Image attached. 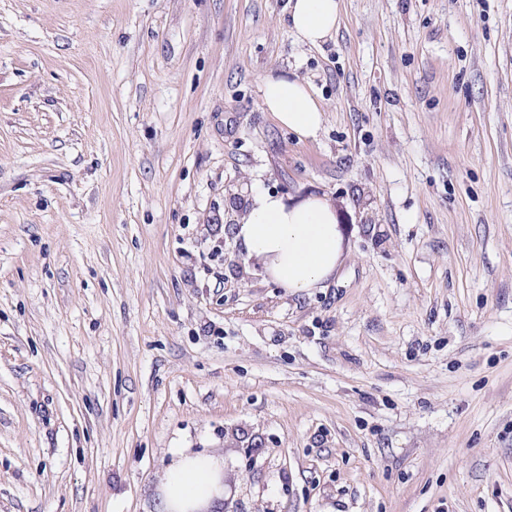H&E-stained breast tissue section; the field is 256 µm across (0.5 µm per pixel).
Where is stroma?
<instances>
[{
  "label": "stroma",
  "instance_id": "stroma-1",
  "mask_svg": "<svg viewBox=\"0 0 512 512\" xmlns=\"http://www.w3.org/2000/svg\"><path fill=\"white\" fill-rule=\"evenodd\" d=\"M0 0V512H512V0ZM305 81L302 140L260 106ZM333 198L294 295L234 227ZM342 0H287L285 22L302 43L319 46L336 32ZM262 107L282 126L303 139L317 137L324 119L320 103L297 78L268 74L262 84ZM224 475L209 456L181 452L160 480L155 512L220 510Z\"/></svg>",
  "mask_w": 512,
  "mask_h": 512
}]
</instances>
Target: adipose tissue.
Returning <instances> with one entry per match:
<instances>
[{
  "label": "adipose tissue",
  "instance_id": "ef3b65f1",
  "mask_svg": "<svg viewBox=\"0 0 512 512\" xmlns=\"http://www.w3.org/2000/svg\"><path fill=\"white\" fill-rule=\"evenodd\" d=\"M341 0H287L285 22L302 43L318 46L335 33ZM262 106L278 123L303 139L316 138L323 124L320 103L296 78L266 75ZM248 254L262 263L266 277L302 295L335 273L342 254L343 228L324 196L289 204L276 194L252 198L235 228ZM224 476L209 456L180 453L158 487L157 512H219Z\"/></svg>",
  "mask_w": 512,
  "mask_h": 512
}]
</instances>
